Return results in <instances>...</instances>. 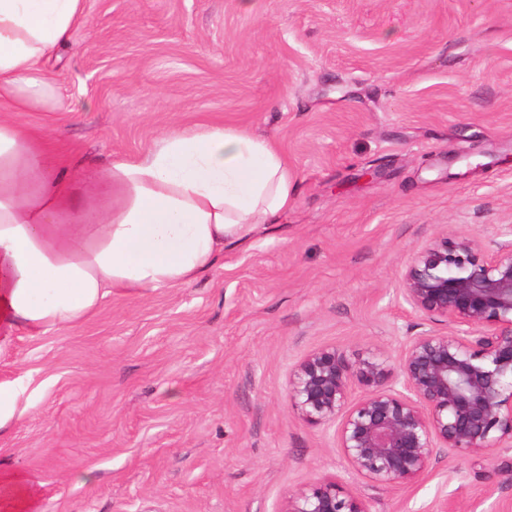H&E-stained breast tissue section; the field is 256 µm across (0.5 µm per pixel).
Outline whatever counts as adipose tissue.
<instances>
[{"instance_id": "adipose-tissue-1", "label": "adipose tissue", "mask_w": 512, "mask_h": 512, "mask_svg": "<svg viewBox=\"0 0 512 512\" xmlns=\"http://www.w3.org/2000/svg\"><path fill=\"white\" fill-rule=\"evenodd\" d=\"M81 15L82 0H0V352L112 296L183 287L292 202L287 156L242 128H175L138 156L70 173L49 134L15 115L51 104L44 63ZM40 487L0 464V512H40Z\"/></svg>"}]
</instances>
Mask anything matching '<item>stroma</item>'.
I'll list each match as a JSON object with an SVG mask.
<instances>
[{"mask_svg":"<svg viewBox=\"0 0 512 512\" xmlns=\"http://www.w3.org/2000/svg\"><path fill=\"white\" fill-rule=\"evenodd\" d=\"M46 68L59 106L18 119L73 167L210 124L276 140L296 187L192 283L0 353V384L27 386L0 460L38 477L41 512H282L326 478L371 512H512V447L440 448L381 486L288 400L314 350L395 359L447 332L400 297L406 263L512 224V0H83Z\"/></svg>","mask_w":512,"mask_h":512,"instance_id":"35a3bbf8","label":"stroma"}]
</instances>
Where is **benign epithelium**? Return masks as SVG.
I'll return each mask as SVG.
<instances>
[{
    "mask_svg": "<svg viewBox=\"0 0 512 512\" xmlns=\"http://www.w3.org/2000/svg\"><path fill=\"white\" fill-rule=\"evenodd\" d=\"M490 251L470 235L443 234L405 265L400 292L448 332L405 344L398 365L370 352L348 359L317 349L292 369L288 399L314 425L336 424L338 448L356 473L383 485L412 482L434 449L491 458L512 444V224ZM363 395L349 402L353 388ZM281 512H370L334 480L288 496Z\"/></svg>",
    "mask_w": 512,
    "mask_h": 512,
    "instance_id": "benign-epithelium-1",
    "label": "benign epithelium"
}]
</instances>
